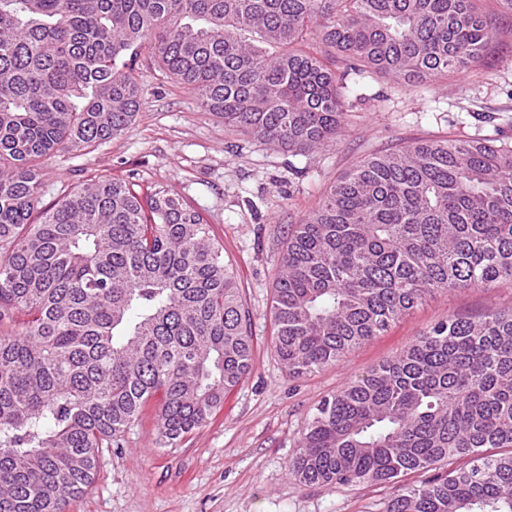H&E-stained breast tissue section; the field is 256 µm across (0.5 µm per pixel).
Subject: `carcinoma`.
<instances>
[{
  "label": "carcinoma",
  "instance_id": "cac0c4a2",
  "mask_svg": "<svg viewBox=\"0 0 512 512\" xmlns=\"http://www.w3.org/2000/svg\"><path fill=\"white\" fill-rule=\"evenodd\" d=\"M477 2L0 0V326L13 328L0 336V512H67L148 400L161 396L174 444L250 370L234 267L179 198L105 175L31 222L45 162L140 110L142 53L224 127L309 154L341 130L349 76L468 70L498 23ZM502 279L512 146L375 154L288 234L275 349L300 377L434 293ZM287 471L303 485L392 484L383 512H512V308L450 317L347 382Z\"/></svg>",
  "mask_w": 512,
  "mask_h": 512
}]
</instances>
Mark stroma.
Wrapping results in <instances>:
<instances>
[{
  "instance_id": "35a3bbf8",
  "label": "stroma",
  "mask_w": 512,
  "mask_h": 512,
  "mask_svg": "<svg viewBox=\"0 0 512 512\" xmlns=\"http://www.w3.org/2000/svg\"><path fill=\"white\" fill-rule=\"evenodd\" d=\"M141 72L134 121L101 144L48 160L39 207L101 175L184 199L235 269L251 317L252 367L211 421L172 445L158 435L159 402L151 400L119 447L100 456L94 483L68 512H382L390 485L305 486L288 476L304 424L324 398L436 323L512 306V281L434 295L339 363L298 378L274 348L273 285L291 229L370 154L441 138L512 144V15H500L466 71L418 82L370 72L349 81L341 132L311 155L226 130L150 58Z\"/></svg>"
}]
</instances>
